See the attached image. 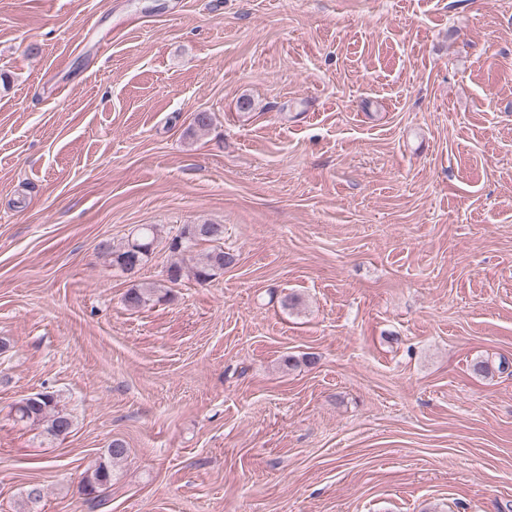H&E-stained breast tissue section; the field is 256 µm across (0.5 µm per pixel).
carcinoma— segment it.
I'll list each match as a JSON object with an SVG mask.
<instances>
[{"label":"carcinoma","mask_w":512,"mask_h":512,"mask_svg":"<svg viewBox=\"0 0 512 512\" xmlns=\"http://www.w3.org/2000/svg\"><path fill=\"white\" fill-rule=\"evenodd\" d=\"M157 228L154 224H143L131 231L127 239L117 245L105 242L99 245L101 252L109 258L113 268L124 271L126 260L134 254L135 246L147 250L154 246ZM211 244V248L195 258L189 268L192 278L199 284L211 282L224 269L229 259L224 253V225L204 222L201 224H184L168 243L171 262L167 267V281L176 284L181 281L184 272V256L191 254L202 243ZM158 289L155 287L135 286L127 290L123 300L130 309H139L147 305ZM17 420L26 424L43 426L46 436L59 440L71 433L72 415L59 409L56 395L52 392H40L23 399L15 407ZM127 454V448L114 440L106 448L101 460L87 469L81 484L88 500L93 501L112 487L114 466Z\"/></svg>","instance_id":"1"}]
</instances>
